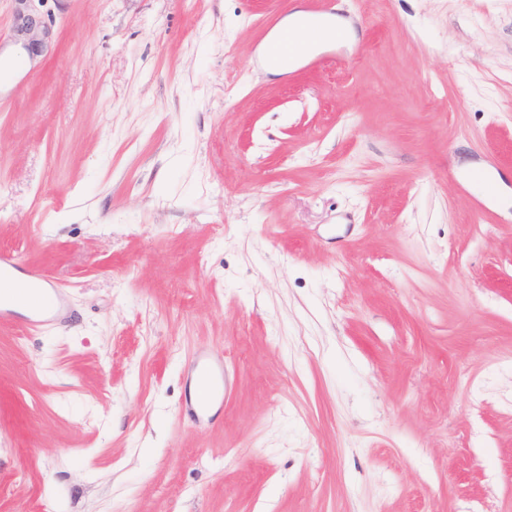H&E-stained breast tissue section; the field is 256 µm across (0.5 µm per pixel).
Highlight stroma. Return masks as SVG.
<instances>
[{
	"instance_id": "1",
	"label": "stroma",
	"mask_w": 512,
	"mask_h": 512,
	"mask_svg": "<svg viewBox=\"0 0 512 512\" xmlns=\"http://www.w3.org/2000/svg\"><path fill=\"white\" fill-rule=\"evenodd\" d=\"M15 7L0 250L65 319L0 324V512H512V0ZM20 1V8L17 12V23L15 33L17 38L22 41L24 48L29 56H39L43 51L45 39L49 34L48 28L43 24L41 18L33 12L32 8L26 2L35 0H15ZM281 28L282 31L274 34L271 41L278 39L283 32L288 33L284 34L278 42L268 47V54L272 58L279 59L302 53L303 47L298 43L306 44L308 52H310L324 43L333 41L327 36L326 31L343 29L347 32V39L349 37L354 38V33L337 15L324 16L320 26L309 27L307 14L297 10L282 21ZM288 34H291L296 42ZM198 378L200 381V395L197 398V409L206 413L212 399L219 390L218 378L215 370L209 364H202L199 367Z\"/></svg>"
}]
</instances>
